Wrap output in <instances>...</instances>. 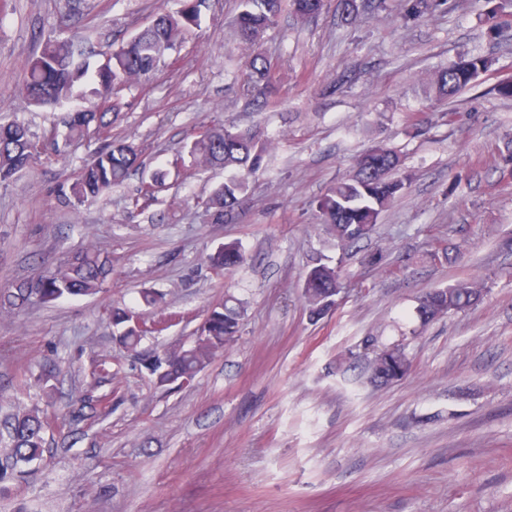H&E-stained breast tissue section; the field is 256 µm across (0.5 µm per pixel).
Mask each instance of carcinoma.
<instances>
[{
	"label": "carcinoma",
	"instance_id": "1",
	"mask_svg": "<svg viewBox=\"0 0 512 512\" xmlns=\"http://www.w3.org/2000/svg\"><path fill=\"white\" fill-rule=\"evenodd\" d=\"M448 0H399L401 18L418 21L431 16ZM325 0H239V10L232 25L239 40L254 46L264 33L277 23L284 9L296 19L307 21L319 15ZM200 0H181L180 9L162 13L153 26L133 35L105 54V62L91 68V58L99 52L74 37H63L52 30L44 39L41 50L24 66V90L30 105L38 108L63 105L72 95L76 84L92 85L93 104L84 110L67 113V133L64 147L68 148L94 132L104 136L102 146L91 161L83 165L69 186L70 195L82 204L100 198L105 192L123 184L132 170L141 165V151L134 142L114 139L112 121L119 116V93L133 80L160 69V59L174 46L182 32L200 20ZM493 60L472 55L452 63L434 75V85L442 98H453L474 87L478 78L488 72ZM247 91L252 104L259 110L272 100L270 64L261 53L249 60ZM34 135L20 122L0 124V182L11 181L26 169L36 154L29 150ZM44 147L60 151L57 130L43 135ZM196 161L207 167H222L233 176L220 185L204 201L213 219L224 217L241 205L246 183L255 173L268 141L256 131H235L224 125H214L185 145ZM400 165L399 155L383 146H372L359 155L349 176L336 182L326 194L313 201L320 223L336 238L338 244L349 247L373 235L381 214L402 194L411 175L395 174ZM216 269L231 270L246 261L236 242L218 247L209 257ZM112 274V255L98 248L74 254L64 265L36 278L20 281L0 292V310H19L33 302L48 303L65 296H89L100 292L102 284ZM340 288V270L325 264L310 269L303 280L302 295L311 315L319 317L327 301ZM485 283L460 282L429 291L419 298L417 315L424 324L447 314L469 309L484 296ZM243 310L232 296L207 310L206 328L192 344L167 350L161 355L140 361L141 366L159 389L180 386L193 380L210 363L214 355L237 337ZM112 326L119 341L130 351H137L147 335L157 332L132 310L113 311ZM410 359L399 345L374 351L369 363V379L376 385L393 383L405 377ZM52 415L34 406L13 405L0 412V494L41 461L46 450V435Z\"/></svg>",
	"mask_w": 512,
	"mask_h": 512
}]
</instances>
